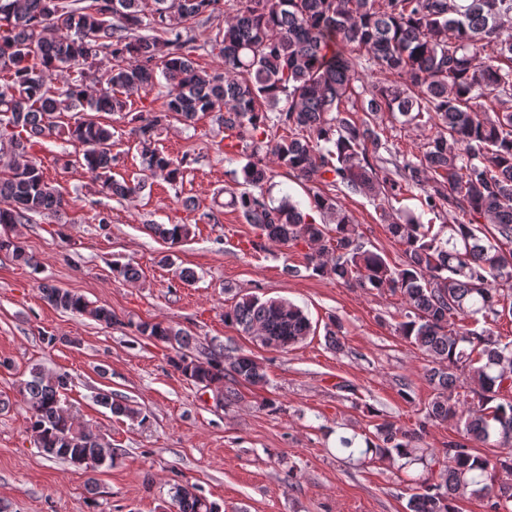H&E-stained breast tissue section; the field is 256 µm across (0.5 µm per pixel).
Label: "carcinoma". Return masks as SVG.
<instances>
[{
    "label": "carcinoma",
    "mask_w": 512,
    "mask_h": 512,
    "mask_svg": "<svg viewBox=\"0 0 512 512\" xmlns=\"http://www.w3.org/2000/svg\"><path fill=\"white\" fill-rule=\"evenodd\" d=\"M221 0H0V227L27 224L65 205L43 167L26 157L30 140L55 135L75 146L76 162L101 194L125 196L141 182L112 176V126L100 112L124 114L123 95L147 92L162 75L166 108L130 119L143 169L167 182L183 180V162L156 147L159 126L176 115L190 122L214 113L237 132L247 158L242 180L229 190L230 206L275 243L319 246L306 256V269L337 280L404 298L398 333L434 366L424 377L435 394L419 428L389 420L364 437L360 455L402 460L406 465H440L438 480H415L408 512H456L454 502L469 493L491 501L493 512L512 502V341L494 326L512 316V0H241L211 41L222 66L201 70L191 58L189 23L210 20ZM148 29L150 35L137 31ZM111 57L128 61L105 70ZM375 66L382 84H363ZM73 72L59 90L52 76ZM84 113L66 125L61 114ZM388 112L403 124L429 128L426 151L416 159L397 154L376 124L353 118ZM288 128L286 139L270 129ZM311 184L341 193L397 201L421 191L424 210L440 215L461 211L465 221L418 224L402 216L388 224L404 246V258L390 264L366 242L337 198L313 194L309 212L287 195L274 201L260 192L270 179L269 161ZM335 227L316 222L311 212ZM176 245L192 233L190 224H149ZM34 265L21 242L0 236V251ZM55 308L111 325L105 305L53 285L42 286ZM224 322L262 347L283 350L307 339L313 325L303 309L282 299L244 295L224 309ZM139 335L168 344L173 368L196 384L229 383L224 400L238 398L236 384L264 387L268 376L252 356H229L222 345L203 357L193 354V337L163 321L141 322ZM477 384L471 401L459 398V374ZM69 376L35 365L21 383L34 445L50 458L94 471L113 463L112 444L75 424L61 396ZM96 402L116 418L141 413L109 392ZM455 420L460 436L436 453L419 440L425 423ZM474 439L492 455L469 446ZM176 512H220L197 487H172Z\"/></svg>",
    "instance_id": "obj_1"
}]
</instances>
